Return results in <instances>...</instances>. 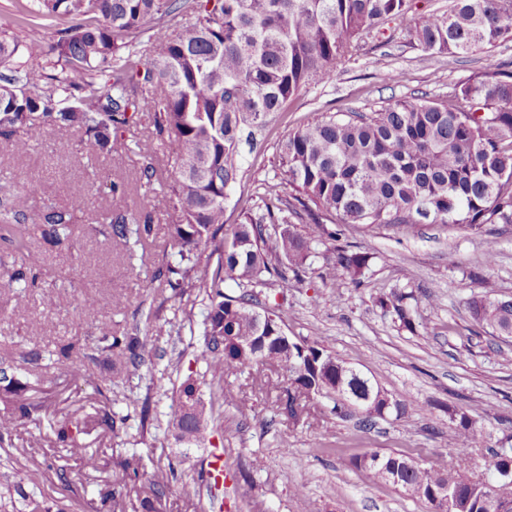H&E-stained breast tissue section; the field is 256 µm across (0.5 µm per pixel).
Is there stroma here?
Listing matches in <instances>:
<instances>
[{"label": "stroma", "instance_id": "obj_1", "mask_svg": "<svg viewBox=\"0 0 512 512\" xmlns=\"http://www.w3.org/2000/svg\"><path fill=\"white\" fill-rule=\"evenodd\" d=\"M24 0H0V33L22 41L50 42L56 24L31 27L21 21ZM408 20L389 21L383 34L362 38L356 55L344 62L330 83L304 90L284 111L273 114L255 134L254 143L239 148L238 181L227 191L224 227L232 229L242 214L257 209L263 186L282 180L278 147L288 134L314 121L319 113L356 109L368 112L414 93L443 99L451 85L475 79L487 61L512 73V43L492 55H428L411 43ZM398 82L386 83L388 73ZM152 115L138 112L130 145L112 154L87 145L77 129L44 127L30 153L13 155L0 140V184L22 192L37 181L43 192L27 200L28 209L63 208L74 182L93 186L81 222L66 244L46 243L32 227L18 226L40 265L14 295L9 281L23 258L0 243V367L15 378L38 384L42 395L62 413H77L87 428L83 445L98 452L102 470L91 473L54 442V422L43 419L21 427L0 443V457L11 459L24 488H39L43 498L58 499L71 512H91L105 481L111 480L112 454L137 450L145 472L172 465L179 479L171 488L166 512H431L415 500L364 471L348 468L350 457L369 448L407 451L425 464L451 466L456 455L448 446L447 409L463 410L482 426L489 446L512 435V340L491 338L475 326L466 309L471 295L490 280L499 297L512 299V225L490 224L468 234L446 224H349L341 240L371 249L374 258L362 285L322 280L314 270L291 279L287 290L277 283L257 287L263 305L287 308L285 332L321 340L337 357L372 375L395 399L406 404L400 419L379 421L362 429L357 415L339 416L325 399L312 403L311 427L288 420L279 394L288 384L282 371L265 374V386L252 375H228L216 385L202 360L205 348L203 314L195 295L175 296L161 287L156 275L173 259L171 227L178 211L151 212L153 237L145 256L129 255L122 247L93 232L110 201L111 183L124 185L131 208H147L148 191L166 190L167 153L152 136ZM153 163L152 187L139 181L141 169ZM496 250L493 267H485L487 247ZM393 288L418 297L417 333L399 329L390 315L373 304L375 294ZM58 305H44L47 294ZM120 294L126 309L113 310L108 300ZM99 297L102 309L86 312L84 298ZM111 320L118 331L140 336L156 357L139 370L120 373L98 350V321ZM68 347L71 360L109 389L113 410L126 408L127 398L147 399L149 412L129 410L125 431L112 434L97 421L102 404L86 377L68 372L65 362L44 365L45 354ZM195 379L198 393L213 408L201 443L178 442L170 423V394L186 379ZM289 447H282L281 437ZM223 449L229 494L212 497L210 462ZM65 470L58 478L57 470Z\"/></svg>", "mask_w": 512, "mask_h": 512}]
</instances>
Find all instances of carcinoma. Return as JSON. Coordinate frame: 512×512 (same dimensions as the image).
Masks as SVG:
<instances>
[{
    "instance_id": "1",
    "label": "carcinoma",
    "mask_w": 512,
    "mask_h": 512,
    "mask_svg": "<svg viewBox=\"0 0 512 512\" xmlns=\"http://www.w3.org/2000/svg\"><path fill=\"white\" fill-rule=\"evenodd\" d=\"M23 10L30 26L38 19L67 26L50 44L0 34V68L11 72L0 74V138L26 155L44 127H73L89 144L117 149L125 146L134 114L149 108L172 176L169 190L152 202L181 212L172 226L177 260L166 266V286L201 297L204 356L219 384L256 366L252 351L230 337L254 335L253 288L265 284V275H276L286 288L288 271L311 265L324 246L325 277L361 283L372 253L337 244L341 230L329 225L453 224L477 234L488 224H512V75L490 59L482 79L453 85L446 100L422 94L370 114L324 112L299 128L279 151L288 192L266 186L260 212H244L231 235H222L245 128L264 123L309 86L330 82L363 36L383 33L395 18L413 15L407 36L432 55L489 53L512 42V0H451L446 14L419 13L416 0H30ZM183 12L193 13L195 22L173 26ZM144 38L150 55L141 49ZM86 192L81 189L67 208L38 213L20 205L17 195L0 197V240L33 269L29 248L12 235L13 227L30 224L44 240L61 245L73 234ZM110 192L112 207L93 230L130 253L145 247L153 233L150 214L129 208L119 184L111 183ZM207 248L217 261L202 267L199 255ZM228 282L241 289L239 295L224 293ZM414 300L413 292L397 289L375 304L399 328L414 332ZM466 307L477 325L512 335L511 299L487 291L470 297ZM262 314L269 332L284 330L285 311L265 308ZM97 331L112 368L136 370L145 362L147 344L139 337L117 334L110 321ZM266 355L267 363L288 372L281 406L295 422L304 419L300 400L310 396L328 399L335 410H355L366 428L377 418L403 415L383 412V389L362 370H346L348 362L317 338L298 336L290 353L271 345ZM195 391L196 383L186 380L171 404L173 425L192 442L201 433L182 409ZM28 392L0 368V442L46 416L47 400ZM448 415V442L458 448L452 468L377 449L351 457L349 468L379 481L378 469L366 463L379 457L402 472L396 488L412 499L428 502L431 489L446 485L467 512H512V436L483 458L487 477L474 481L466 476L469 449L486 445L485 431L460 409ZM128 419L108 406L99 415L114 433ZM54 432L83 469H99L100 460L80 443V420L63 421ZM112 465L126 496H135L129 511L115 502L118 512H155L174 472L158 466L141 486L138 453L119 452Z\"/></svg>"
}]
</instances>
